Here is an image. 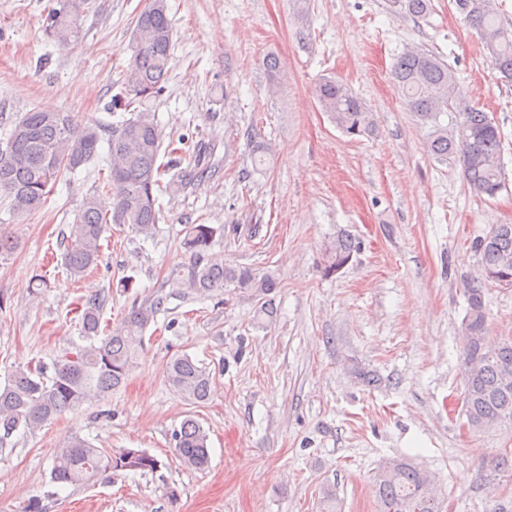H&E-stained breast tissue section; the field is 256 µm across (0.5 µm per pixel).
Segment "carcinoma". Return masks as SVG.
I'll return each mask as SVG.
<instances>
[{
  "label": "carcinoma",
  "mask_w": 512,
  "mask_h": 512,
  "mask_svg": "<svg viewBox=\"0 0 512 512\" xmlns=\"http://www.w3.org/2000/svg\"><path fill=\"white\" fill-rule=\"evenodd\" d=\"M405 13L424 18L433 10L432 0H397ZM457 8L479 32L491 66L502 78L512 80V30L501 25L490 0H456ZM88 0H58L45 26L52 42L65 46L82 33L81 18ZM172 29L167 0H147L137 15L132 32V55L122 74L123 106L157 97L171 60ZM393 78L417 121L427 129L425 149L435 157L459 155L463 175L479 195L495 196L501 189L499 157L502 132L488 113L476 107L460 110L455 131L440 122L454 106L460 92L448 68L434 55L412 49L398 59ZM322 111L343 133L365 136L374 129L373 114L342 82L322 81L316 89ZM108 137L95 124H79L66 112H46L33 107L11 125L6 148L0 151V197L7 201L12 221L20 224L41 209L56 185L98 156L105 140L112 157L104 188L112 195V209L100 207L97 194L83 199L76 223L65 240L63 264L76 279L101 260V240L110 224L127 225L150 234L161 214L159 198L173 194L194 174L181 171L162 183L161 175L177 168L158 163L165 138L155 114L132 111L131 116L107 129ZM220 228L211 224L186 225L184 248L192 264L188 287L205 296L233 288L261 300L258 316L274 314L272 294L277 288L270 274L210 258L209 251ZM481 277L466 289L467 314L462 322L464 346L463 407L468 426L482 430L512 421V340L489 341L485 290L506 280L512 283V224H499L477 244ZM358 247L347 237H338L327 252L323 272L342 270ZM106 296L91 297L81 305L80 325L85 346L66 351L48 366L40 361L19 366L0 386V447L18 431L34 432L58 415L98 400L120 388L127 380L145 333L164 301L157 296L134 302L120 325L100 336L101 312ZM167 381L171 389L193 403L208 400L211 375L191 357L173 358ZM175 452L187 466L203 469L210 461L209 436L193 417L184 419L174 434ZM160 461L139 448H124L107 455L89 441L75 438L58 452L51 473L58 484H91L115 471L156 472ZM380 512H441L425 472L407 460L382 465L376 475Z\"/></svg>",
  "instance_id": "1"
}]
</instances>
